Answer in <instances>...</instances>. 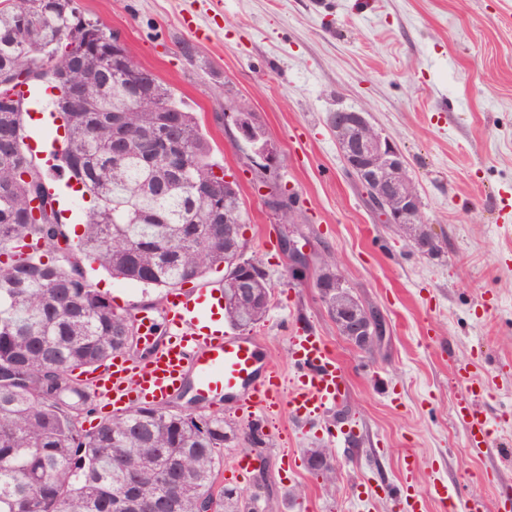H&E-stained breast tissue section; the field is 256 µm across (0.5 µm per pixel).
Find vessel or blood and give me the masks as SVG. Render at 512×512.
Instances as JSON below:
<instances>
[{
	"mask_svg": "<svg viewBox=\"0 0 512 512\" xmlns=\"http://www.w3.org/2000/svg\"><path fill=\"white\" fill-rule=\"evenodd\" d=\"M221 297L218 287L209 285L177 294L164 310L166 325L159 333L150 314H143L149 356L136 360L117 355L106 368L89 375L114 413L134 402H166L186 389L205 400L224 395L251 414L284 407L290 414L308 417L339 402L346 388L345 372L321 337H292L290 354L298 376L293 390L283 393L281 371L261 364L255 340L217 327L214 310ZM460 382L466 395L457 412L469 419L470 440L492 445V430L479 407L485 384L467 374Z\"/></svg>",
	"mask_w": 512,
	"mask_h": 512,
	"instance_id": "vessel-or-blood-1",
	"label": "vessel or blood"
}]
</instances>
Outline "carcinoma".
<instances>
[{"instance_id": "1", "label": "carcinoma", "mask_w": 512, "mask_h": 512, "mask_svg": "<svg viewBox=\"0 0 512 512\" xmlns=\"http://www.w3.org/2000/svg\"><path fill=\"white\" fill-rule=\"evenodd\" d=\"M35 2L0 0V84L19 105L0 107V512H117L119 503L125 512H198L203 498L213 512H250L218 484L223 414L136 403L83 427L98 393L81 375L127 352L132 316L92 287L84 262L171 292L238 250L224 215L244 221L243 202L238 185L214 175L196 114L150 70L131 76L121 67L118 36L94 32L76 56L69 34L85 13L64 0L28 25L23 14ZM46 69L61 75L51 88L68 105L56 168L89 197L74 238L26 143L19 87ZM74 86L82 97H69ZM170 114L187 147L176 175L153 142ZM226 314L250 330L267 310Z\"/></svg>"}]
</instances>
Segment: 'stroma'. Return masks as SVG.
I'll list each match as a JSON object with an SVG mask.
<instances>
[{"label":"stroma","mask_w":512,"mask_h":512,"mask_svg":"<svg viewBox=\"0 0 512 512\" xmlns=\"http://www.w3.org/2000/svg\"><path fill=\"white\" fill-rule=\"evenodd\" d=\"M75 2L197 112L213 161L235 175L245 255L273 288L252 331L264 361L291 376L290 338L311 332L347 377L344 399L322 415L261 417L258 447L243 440L250 418L219 405L224 468L249 465L236 490L257 512H398L391 490L409 475L422 512H442L436 485L457 512H512V0ZM50 100L29 96L25 118L44 162L64 146L60 118L41 120ZM230 101L277 147L272 179L296 194L293 223H277L257 191L254 148L224 124ZM342 108L366 112L403 151L437 251L369 206L329 127ZM288 235L314 263L334 258L345 289L384 320L373 348L339 333L313 281L290 280ZM85 271L124 308L158 294L95 263ZM462 370L487 386L480 408L494 446L474 445L456 413ZM319 448L330 454L324 477L309 467Z\"/></svg>","instance_id":"obj_1"}]
</instances>
